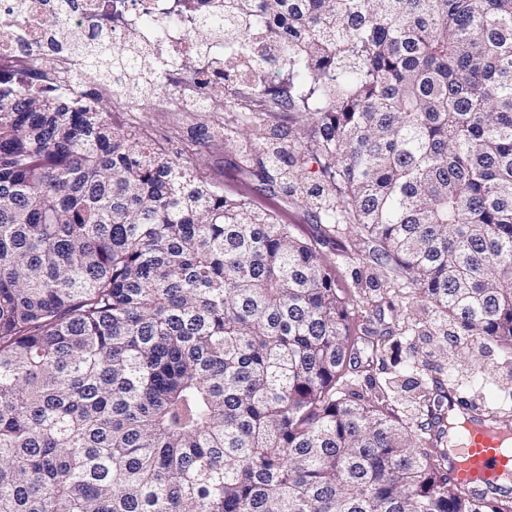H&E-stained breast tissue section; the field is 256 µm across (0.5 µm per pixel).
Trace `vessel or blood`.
<instances>
[{"label": "vessel or blood", "mask_w": 512, "mask_h": 512, "mask_svg": "<svg viewBox=\"0 0 512 512\" xmlns=\"http://www.w3.org/2000/svg\"><path fill=\"white\" fill-rule=\"evenodd\" d=\"M448 409L465 418L462 430L448 440L449 479L486 502L512 498V453L503 448L512 425L459 395L449 398Z\"/></svg>", "instance_id": "b4317fda"}]
</instances>
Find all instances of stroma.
Returning <instances> with one entry per match:
<instances>
[{"label":"stroma","mask_w":512,"mask_h":512,"mask_svg":"<svg viewBox=\"0 0 512 512\" xmlns=\"http://www.w3.org/2000/svg\"><path fill=\"white\" fill-rule=\"evenodd\" d=\"M140 122L145 139L163 145L174 161L191 166L204 179L223 186L225 196L248 200L255 211L272 215L277 223L288 225L295 237L319 251L353 315L351 333L358 341L349 377L351 390L357 396L384 388L396 374L392 365L396 355L415 356L424 373L443 386L448 383L449 369L482 365L494 369L500 385L512 387V367L499 364L496 345L476 347L462 354L453 348L444 349L447 329L432 318L426 324L429 339L400 336L412 299L398 287L394 270L372 259L371 244L357 225L331 227L316 217L304 193L279 186L266 190V160L247 151L253 134L250 125L239 124L234 137L219 142L200 132L188 135L184 113L167 108L141 113ZM373 335L399 342V352L372 356L364 339Z\"/></svg>","instance_id":"obj_1"}]
</instances>
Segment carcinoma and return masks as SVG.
<instances>
[{"label": "carcinoma", "mask_w": 512, "mask_h": 512, "mask_svg": "<svg viewBox=\"0 0 512 512\" xmlns=\"http://www.w3.org/2000/svg\"><path fill=\"white\" fill-rule=\"evenodd\" d=\"M254 30L288 62L258 111L313 120L319 217L512 362V0H224V41ZM350 321L286 225L100 106L0 85V512H512L449 484L444 430L350 399Z\"/></svg>", "instance_id": "obj_1"}]
</instances>
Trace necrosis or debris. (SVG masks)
Returning a JSON list of instances; mask_svg holds the SVG:
<instances>
[{"label": "necrosis or debris", "instance_id": "1", "mask_svg": "<svg viewBox=\"0 0 512 512\" xmlns=\"http://www.w3.org/2000/svg\"><path fill=\"white\" fill-rule=\"evenodd\" d=\"M224 0H0V16L10 26L0 31V79L22 81L55 95L87 97L77 62L66 50L74 38L105 36L113 46L157 61L161 92L139 93L134 80L105 91L128 112V130L138 131L137 112L164 105L184 112H207L225 87L249 94L266 80L284 55L281 42L255 32L243 51H229L223 32L207 44L196 38L206 22L223 16ZM58 15L65 26L49 29ZM196 59L194 69L180 60Z\"/></svg>", "mask_w": 512, "mask_h": 512}]
</instances>
